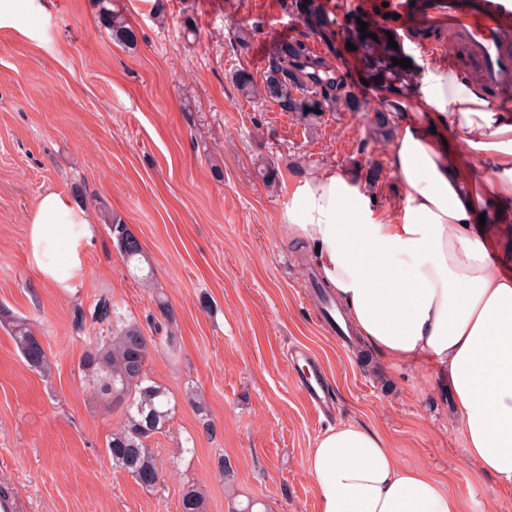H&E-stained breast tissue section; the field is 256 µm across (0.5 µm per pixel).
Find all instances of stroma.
Wrapping results in <instances>:
<instances>
[{
	"label": "stroma",
	"mask_w": 512,
	"mask_h": 512,
	"mask_svg": "<svg viewBox=\"0 0 512 512\" xmlns=\"http://www.w3.org/2000/svg\"><path fill=\"white\" fill-rule=\"evenodd\" d=\"M328 2L336 38L313 49L382 107L385 81L368 79L362 50L348 47L360 0ZM285 3L112 0L136 31L132 48L101 27L97 0H26L22 13L0 15V319L31 322L52 362L47 375L30 368L0 328V490L23 512H181L189 484L205 512L251 501L258 512H319L307 458L326 428L348 421L459 491L464 512H512V488L467 461L447 383L421 380L362 340L345 352L308 295L316 256L280 221L294 184L327 169L362 179L376 166L378 206L395 211L402 192L372 111L308 121L234 86L236 68L263 73L282 31L302 32ZM241 26L255 32L246 47L234 37ZM261 165L275 169L274 184L257 176ZM51 189L94 224L69 288L47 283L31 257L29 219ZM106 212L139 239L148 281L129 275ZM160 294L174 343L159 344L147 372L175 409L151 442L161 479L146 490L106 451L121 411L79 369L101 326L78 331L74 317L106 297L142 323ZM300 342L325 369L332 414H316L298 389L288 349ZM189 439L194 453L173 457Z\"/></svg>",
	"instance_id": "stroma-1"
}]
</instances>
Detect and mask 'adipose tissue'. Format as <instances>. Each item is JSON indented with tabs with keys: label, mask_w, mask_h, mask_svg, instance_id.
<instances>
[{
	"label": "adipose tissue",
	"mask_w": 512,
	"mask_h": 512,
	"mask_svg": "<svg viewBox=\"0 0 512 512\" xmlns=\"http://www.w3.org/2000/svg\"><path fill=\"white\" fill-rule=\"evenodd\" d=\"M415 100L424 122L390 104L395 213L373 203L365 182L328 169L294 186L281 222L316 247L325 280L377 353L449 384L467 457L512 486V272L479 223L512 219V113L436 70ZM461 148L470 162L454 161ZM29 224L44 279L73 281L93 236L85 211L48 190ZM307 468L320 512H463L442 480L400 464L384 435L354 423L320 435Z\"/></svg>",
	"instance_id": "obj_1"
}]
</instances>
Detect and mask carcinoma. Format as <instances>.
<instances>
[{
    "label": "carcinoma",
    "mask_w": 512,
    "mask_h": 512,
    "mask_svg": "<svg viewBox=\"0 0 512 512\" xmlns=\"http://www.w3.org/2000/svg\"><path fill=\"white\" fill-rule=\"evenodd\" d=\"M290 8L304 17L308 33L276 48L268 58L262 83L256 82L250 70L236 69L232 79L237 90L247 99L260 96L274 102L282 112H297L311 119L339 107L350 112L368 109L367 101L351 94L344 79L336 74V67L307 44L312 36L327 42L336 34L324 5L320 0H292ZM99 22L113 40L128 45L137 41L133 27L104 3L100 6ZM370 54L369 66L372 72L380 74L392 67V58L398 50L388 45V37L382 33ZM393 130L392 119L383 112L377 113L375 136L388 141ZM106 226L114 230L111 237L126 266L139 268L144 253L128 225L109 216ZM156 306L158 314L151 315L147 324L159 335L157 340L146 335L141 324L126 319L109 299H98L91 317L106 325V330L95 337L81 363L98 396L123 409L122 421L106 443L113 466L131 475L146 489L154 488L159 479L157 456L149 441L162 432L174 411L170 392L146 372L150 348L159 340L172 344V337L162 332L172 323L173 312L163 298L156 299ZM7 326L26 364L36 371L49 372L50 360L33 325L14 317L7 321ZM204 505V495L198 487L189 485L183 489L182 512H204Z\"/></svg>",
    "instance_id": "carcinoma-1"
}]
</instances>
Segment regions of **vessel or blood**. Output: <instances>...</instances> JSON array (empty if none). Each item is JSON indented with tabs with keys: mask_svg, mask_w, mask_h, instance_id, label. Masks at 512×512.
I'll list each match as a JSON object with an SVG mask.
<instances>
[{
	"mask_svg": "<svg viewBox=\"0 0 512 512\" xmlns=\"http://www.w3.org/2000/svg\"><path fill=\"white\" fill-rule=\"evenodd\" d=\"M369 29L390 28L396 37L417 35L426 50L448 44V66L473 88L499 99L512 96V0H362ZM290 356L312 372L300 391L314 410L328 409L324 369L303 345Z\"/></svg>",
	"mask_w": 512,
	"mask_h": 512,
	"instance_id": "b4317fda",
	"label": "vessel or blood"
}]
</instances>
